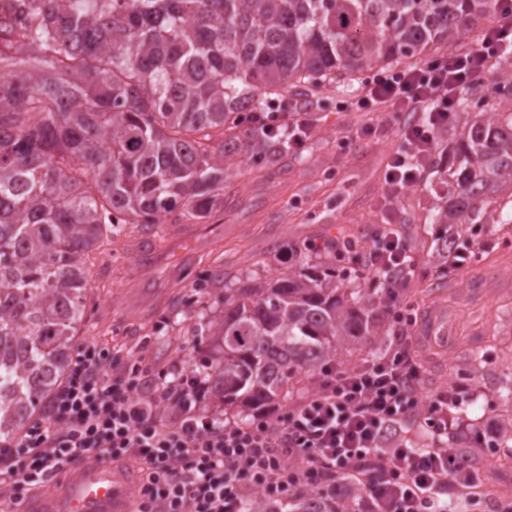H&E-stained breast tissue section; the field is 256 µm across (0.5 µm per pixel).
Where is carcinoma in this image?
Instances as JSON below:
<instances>
[{
	"instance_id": "carcinoma-1",
	"label": "carcinoma",
	"mask_w": 512,
	"mask_h": 512,
	"mask_svg": "<svg viewBox=\"0 0 512 512\" xmlns=\"http://www.w3.org/2000/svg\"><path fill=\"white\" fill-rule=\"evenodd\" d=\"M491 0H31L27 23L0 29V442L21 432L63 382L84 317L89 253L114 224L144 228L174 212L224 207L237 160L272 168L288 133L242 129V114L374 66L395 67L455 40ZM26 41L24 56L13 52ZM491 109L459 103L457 165L430 256L442 272L486 199L512 198V73L497 74ZM230 139L213 148L205 131ZM377 292L347 288L336 268H290L274 281L224 288L208 330L224 351L203 362L210 397L268 409L301 372L349 345H387ZM359 484L245 512H364Z\"/></svg>"
}]
</instances>
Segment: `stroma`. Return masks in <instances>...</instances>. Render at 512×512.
Returning <instances> with one entry per match:
<instances>
[{
  "instance_id": "obj_1",
  "label": "stroma",
  "mask_w": 512,
  "mask_h": 512,
  "mask_svg": "<svg viewBox=\"0 0 512 512\" xmlns=\"http://www.w3.org/2000/svg\"><path fill=\"white\" fill-rule=\"evenodd\" d=\"M362 79L333 84L289 103L311 106L315 132L279 168L251 163L234 169L224 207L210 217L162 218L151 231L119 224L104 250L91 253L87 276L94 292L86 302L80 341L111 349L121 361L154 362L159 372L192 370L194 360L218 358L202 333L224 316V292L201 293L202 280L229 273L228 286L266 282L294 266L311 267L332 257L337 238L366 249L386 218L380 208L387 159L397 130L362 135L364 126L389 120L381 112H341L336 105L363 93ZM437 194L413 188L396 205L397 224L410 248L413 280L403 290L412 320L413 349L422 365L421 387L431 394L453 384L471 386L475 404L462 423L470 439L489 433L512 413V236L498 225L475 224V255L437 278L424 230ZM316 243L313 251L305 243ZM440 311L448 344L435 350L421 338V322ZM481 351L486 365L473 371L468 356ZM483 477L481 498L469 512H500L512 502V456L488 448L469 458Z\"/></svg>"
}]
</instances>
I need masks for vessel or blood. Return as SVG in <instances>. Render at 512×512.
<instances>
[{"label": "vessel or blood", "instance_id": "vessel-or-blood-1", "mask_svg": "<svg viewBox=\"0 0 512 512\" xmlns=\"http://www.w3.org/2000/svg\"><path fill=\"white\" fill-rule=\"evenodd\" d=\"M135 488L116 471L111 459L68 468L60 494L52 500L38 498L26 512H134Z\"/></svg>", "mask_w": 512, "mask_h": 512}]
</instances>
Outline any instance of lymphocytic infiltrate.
I'll use <instances>...</instances> for the list:
<instances>
[{"label":"lymphocytic infiltrate","instance_id":"lymphocytic-infiltrate-1","mask_svg":"<svg viewBox=\"0 0 512 512\" xmlns=\"http://www.w3.org/2000/svg\"><path fill=\"white\" fill-rule=\"evenodd\" d=\"M511 62L512 0H498L478 44L377 72L364 96L342 103V110L358 112L387 106L398 123L401 144L384 177L386 209L423 182L435 140L453 122L459 101ZM245 121L288 131L297 149L313 131L306 116L289 119L284 100L247 113ZM366 253L368 270L386 274L380 304L396 331L384 356L349 368L325 366L314 375V389L288 410L227 424L202 411L210 390L204 375L161 376L143 359L127 367L110 350L84 342L45 417L0 445V475L11 482L13 502L67 466L109 456L141 469L138 512H244L254 492L281 502L305 490L334 492L347 479L359 482L372 512H447L448 492L467 495L480 483L477 468L444 442L448 434L463 435L454 413L473 394L459 384L422 394L400 292L410 250L385 224ZM413 417L424 421L426 447L402 433Z\"/></svg>","mask_w":512,"mask_h":512}]
</instances>
